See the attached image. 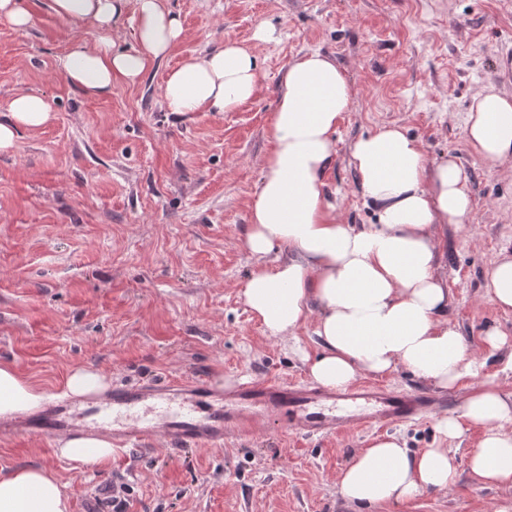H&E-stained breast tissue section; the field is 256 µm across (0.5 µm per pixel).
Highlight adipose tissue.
I'll return each instance as SVG.
<instances>
[{"label": "adipose tissue", "instance_id": "1", "mask_svg": "<svg viewBox=\"0 0 512 512\" xmlns=\"http://www.w3.org/2000/svg\"><path fill=\"white\" fill-rule=\"evenodd\" d=\"M123 0H48L56 16L79 21L94 36L74 41L61 58L66 79L83 92L106 96L114 82L135 84L181 41L184 29L164 0H137L128 51L114 48ZM260 79L255 56L237 43L193 55L168 71L161 87L175 115L228 112L251 98ZM353 103L352 87L331 57L309 52L289 63L268 123L256 200L244 239L258 263L243 298L273 337L314 320L322 351L310 364L320 385L342 388L359 377L404 368L441 388L476 375L479 356L448 321V285L436 273L434 228L466 226L473 209L468 178L455 157L431 162L418 140L391 125L349 148L360 191L378 213L377 224L342 223L327 197L325 174L334 161L336 127ZM50 103L36 93L12 98L0 120V152L19 131L51 123ZM474 156L512 170V95L478 92L465 119ZM288 259L270 260L278 246ZM485 288L501 310H512V253L487 269ZM45 398L8 364L0 363V419L37 409ZM484 433L468 458L483 484L512 488V393L486 380L457 413L436 420L438 433L458 439L466 425ZM62 456L92 467L112 455L109 441L61 438ZM456 467L444 448L408 452L393 438L375 440L337 478L350 505L372 508L404 502L453 484ZM71 496L47 469L21 466L0 472V512H70Z\"/></svg>", "mask_w": 512, "mask_h": 512}]
</instances>
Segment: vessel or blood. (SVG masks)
I'll return each mask as SVG.
<instances>
[{
	"label": "vessel or blood",
	"mask_w": 512,
	"mask_h": 512,
	"mask_svg": "<svg viewBox=\"0 0 512 512\" xmlns=\"http://www.w3.org/2000/svg\"><path fill=\"white\" fill-rule=\"evenodd\" d=\"M450 404L431 391L377 384L328 389L266 378L220 390L197 375L116 387L102 397L57 400L38 414L0 422V437H102L117 451L160 438L176 451L212 449L223 447L226 437H253L275 424L303 437L326 436L419 420Z\"/></svg>",
	"instance_id": "obj_1"
}]
</instances>
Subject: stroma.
Returning a JSON list of instances; mask_svg holds the SVG:
<instances>
[{
    "label": "stroma",
    "mask_w": 512,
    "mask_h": 512,
    "mask_svg": "<svg viewBox=\"0 0 512 512\" xmlns=\"http://www.w3.org/2000/svg\"><path fill=\"white\" fill-rule=\"evenodd\" d=\"M26 31L0 19V115L20 93L45 96L49 125L20 131L0 152V362L47 395L71 369L135 384L203 374L217 388L237 379L310 380L320 350L313 322L268 336L243 300L256 260L243 240L268 119L297 55L334 58L354 98L336 130L327 190L343 223H375L349 163V145L397 124L433 162L455 156L474 207L466 228L440 225L438 271L448 320L472 348L495 327L512 336V311L486 296L484 271L512 250V175L472 155L465 116L485 87L512 94V0H165L186 37L136 84L98 97L73 87L59 59L91 29L21 0ZM275 27L259 43L260 24ZM232 40L251 50L260 80L231 112L175 115L163 108L166 73L187 56ZM435 415L381 429L303 438L271 427L223 448L170 451L156 440L87 467L36 437L0 440V471L27 465L66 484L71 512H354L339 472L372 440L450 446L456 481L378 512H493L512 488L480 483L468 468L481 427L444 443Z\"/></svg>",
    "instance_id": "stroma-1"
}]
</instances>
